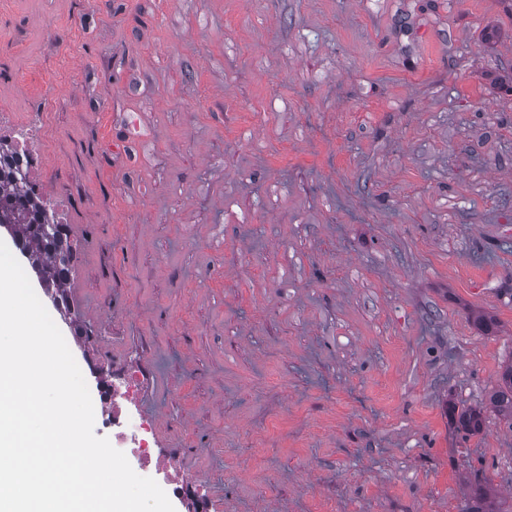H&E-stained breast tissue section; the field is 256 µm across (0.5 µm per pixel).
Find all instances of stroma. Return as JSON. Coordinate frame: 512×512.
Wrapping results in <instances>:
<instances>
[{
  "label": "stroma",
  "instance_id": "1",
  "mask_svg": "<svg viewBox=\"0 0 512 512\" xmlns=\"http://www.w3.org/2000/svg\"><path fill=\"white\" fill-rule=\"evenodd\" d=\"M2 99L214 512L512 506V0H0ZM490 403L498 414L512 420V363L504 368L501 385L491 395Z\"/></svg>",
  "mask_w": 512,
  "mask_h": 512
}]
</instances>
